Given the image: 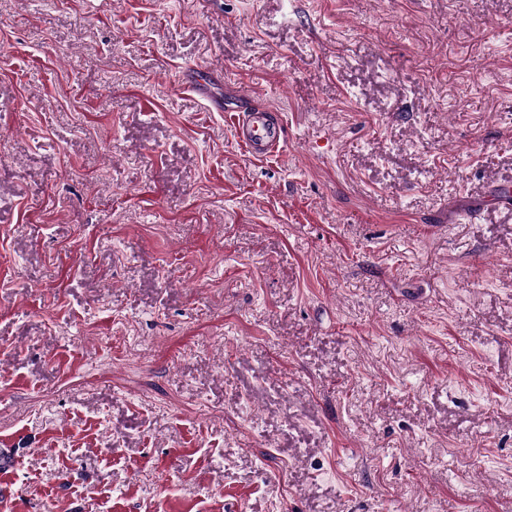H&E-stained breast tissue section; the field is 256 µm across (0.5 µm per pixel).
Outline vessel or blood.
<instances>
[{"label":"vessel or blood","instance_id":"vessel-or-blood-1","mask_svg":"<svg viewBox=\"0 0 512 512\" xmlns=\"http://www.w3.org/2000/svg\"><path fill=\"white\" fill-rule=\"evenodd\" d=\"M226 115L232 120L237 142L251 155L265 156L282 148V124L268 109L253 108L245 112L235 106L227 108Z\"/></svg>","mask_w":512,"mask_h":512}]
</instances>
